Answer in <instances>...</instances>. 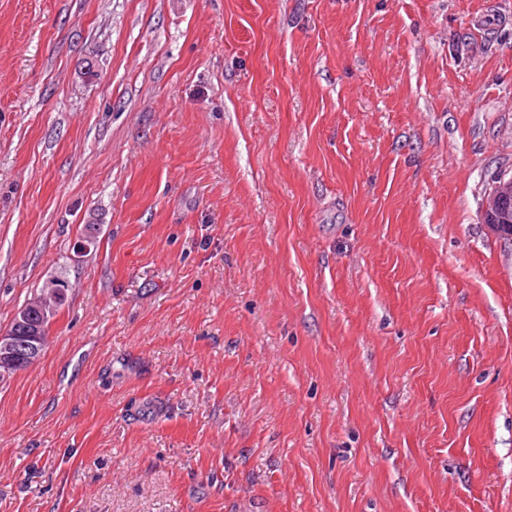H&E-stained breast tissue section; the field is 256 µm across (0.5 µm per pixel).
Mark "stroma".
Instances as JSON below:
<instances>
[{"mask_svg": "<svg viewBox=\"0 0 512 512\" xmlns=\"http://www.w3.org/2000/svg\"><path fill=\"white\" fill-rule=\"evenodd\" d=\"M512 0H0V512H512ZM512 195V177L506 179L505 177L497 178L494 186L485 199L482 219L487 223L488 217H493L495 222L502 224H488L489 227L501 239L508 242L512 241V213L510 210L504 208V202L509 201ZM31 304H41L49 308H53L54 313L45 321L41 331V336L39 329L41 324L44 322V316L40 311H33L29 309L19 310L17 314H15L14 322L15 327H18V331L11 330L9 333H1L0 358L2 356L13 359L14 363L17 365L20 361L32 364L39 360L42 355V350L44 351L47 344L50 319L54 317L55 312L64 304V302L57 305L53 298L49 296L48 303L47 301L38 300L27 303L26 305ZM33 336L41 337L42 347Z\"/></svg>", "mask_w": 512, "mask_h": 512, "instance_id": "stroma-1", "label": "stroma"}]
</instances>
